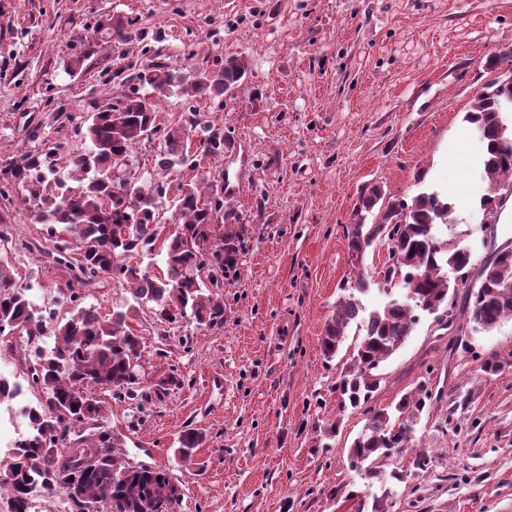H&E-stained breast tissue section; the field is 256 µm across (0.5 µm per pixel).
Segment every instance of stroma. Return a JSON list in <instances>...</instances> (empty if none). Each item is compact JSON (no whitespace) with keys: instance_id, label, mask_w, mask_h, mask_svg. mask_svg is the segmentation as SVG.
Segmentation results:
<instances>
[{"instance_id":"1","label":"stroma","mask_w":512,"mask_h":512,"mask_svg":"<svg viewBox=\"0 0 512 512\" xmlns=\"http://www.w3.org/2000/svg\"><path fill=\"white\" fill-rule=\"evenodd\" d=\"M107 14L133 21L132 41L99 44L86 73L68 74L73 46ZM510 53L512 0H0V162L35 142L83 148L76 124L102 94L122 92L113 74L128 64L187 73L234 55L247 65L234 97L153 100L162 123L185 122L192 107L239 147L222 169L238 183L229 203L249 238L220 290L224 322L168 324L138 310L146 380L174 368L183 384L138 405L101 395L126 459L175 477L178 512H512V319L485 332L461 317L466 285L512 250V223L483 225V140L466 120L508 70L487 60ZM375 184L406 200L425 187L449 194L437 236L469 248L471 262L446 273L453 327L421 315L379 367L368 408L354 409L336 382L362 323L336 358L321 352L341 287L364 279L368 311L406 295L383 282L384 253L351 261L347 230ZM0 216L13 239L0 244V265L39 288L38 306L66 313L70 275L44 226L17 202L0 199ZM489 357L498 374L482 372ZM422 382L431 398L412 451L381 459L374 477L351 469L368 409L393 408ZM190 428L205 440L187 464L174 450Z\"/></svg>"}]
</instances>
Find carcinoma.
Masks as SVG:
<instances>
[{"instance_id": "1", "label": "carcinoma", "mask_w": 512, "mask_h": 512, "mask_svg": "<svg viewBox=\"0 0 512 512\" xmlns=\"http://www.w3.org/2000/svg\"><path fill=\"white\" fill-rule=\"evenodd\" d=\"M131 20L107 18L96 33L105 43L125 45L131 39ZM90 51L72 54L66 68L72 75L84 73ZM244 60L224 58L207 71L181 77L164 64H149L135 74L153 90L177 87L190 98L233 95L246 76ZM512 106V80L493 82L466 119L487 141L483 167L490 191L480 200L491 215L502 206L499 192L505 178H512V135L503 113ZM164 125L148 99L131 89L115 99L100 101L77 126L90 148L72 152L74 188L57 176L54 150L38 147L20 159L0 165V197L22 189L21 203L31 219L46 226L54 239V260L76 272L65 284L72 307L53 322L0 267V335L14 330L32 342L51 337L46 347H36L28 359V384L42 393L25 411L27 431L0 459V472L10 480L0 482L8 491L13 512H30L33 493L58 492L66 496L74 512H90L103 500L112 512H151V506L181 503L182 491L172 474L159 468L134 466L114 450L111 433L103 429L89 443L79 433L102 416V401L87 396L104 390L117 398L135 399L141 387L143 338L129 323L132 313L148 306L169 323L180 318L200 325L224 323V302L212 293L199 273L233 279L240 270L244 252L245 225L238 212L224 204V187L213 182L210 171L195 181L180 182L175 197L176 229L165 234L159 212L165 195L163 178L177 167L197 170L224 157L228 139L210 124ZM200 131L199 153L190 150V137ZM155 135L163 150L155 163V177L146 179L129 172L128 157L137 143ZM375 212L366 223L362 212ZM452 214L448 197L422 191L406 201L385 196L375 185L363 195L356 222L348 231L351 257L362 262L367 251L388 242L385 282L399 281L407 289L405 299H393L364 318L365 335L352 354L347 373L336 391L353 408L369 402L380 385L376 370L393 356L410 336L419 314H432L448 307L450 284L444 269L464 270L470 254L459 245L443 244L435 235L437 225ZM224 232L211 249L203 243L213 235L212 225ZM164 253V267L157 273L144 271L136 258ZM110 278L125 286L130 300L103 315L94 305L83 304L80 286ZM347 295L338 301L336 317L325 327L321 348L326 358L340 352L351 323L363 309L355 293L365 291L357 279L344 287ZM465 313L473 329L491 331L505 318H512V251L504 250L488 261L479 284L467 290ZM430 399L421 384L418 391L403 396L390 413L371 411L362 434L350 449V466L377 474L375 464L389 451H405L412 440L414 418ZM77 437L71 443L70 436ZM204 434L189 429L178 438L175 453L191 460L203 443Z\"/></svg>"}]
</instances>
